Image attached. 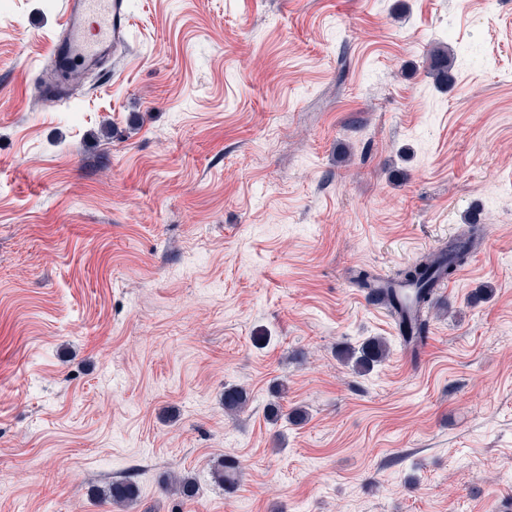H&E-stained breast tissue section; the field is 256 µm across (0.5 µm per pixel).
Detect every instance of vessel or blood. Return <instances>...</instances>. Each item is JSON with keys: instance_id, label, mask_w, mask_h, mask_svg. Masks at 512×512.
<instances>
[{"instance_id": "1", "label": "vessel or blood", "mask_w": 512, "mask_h": 512, "mask_svg": "<svg viewBox=\"0 0 512 512\" xmlns=\"http://www.w3.org/2000/svg\"><path fill=\"white\" fill-rule=\"evenodd\" d=\"M129 34V0H64L58 35L37 70L41 94L54 101L66 99L74 74L117 58Z\"/></svg>"}]
</instances>
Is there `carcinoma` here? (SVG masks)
Here are the masks:
<instances>
[{
    "label": "carcinoma",
    "instance_id": "cac0c4a2",
    "mask_svg": "<svg viewBox=\"0 0 512 512\" xmlns=\"http://www.w3.org/2000/svg\"><path fill=\"white\" fill-rule=\"evenodd\" d=\"M454 67L453 57L445 46L433 47L427 58L426 73L434 85L440 88L448 87L449 76ZM469 228L466 232L448 240V243L439 249L438 253L430 258H421L400 269L394 277V283L385 284L383 279L373 271L361 268L352 278L355 287L373 295L383 297V305L388 310L405 311V305L395 286H409L414 289V305L419 311H428L434 305L435 284L442 277L453 278L456 273L468 263L473 248L484 234V227L475 219L468 218ZM398 330L406 337H413L414 341L422 344L429 331L428 319L414 318L409 323L407 318L397 322ZM389 348L380 338H372L361 344L359 348L344 347L339 351L340 359L352 365L358 374H366L375 365L386 359ZM247 402V393L242 388H228L224 390V410L229 413L240 411ZM240 462L234 457H226L214 471L215 479L224 486V490L231 491L238 481ZM104 494L112 504L124 507L132 504L138 498V487L129 479L113 481Z\"/></svg>",
    "mask_w": 512,
    "mask_h": 512
}]
</instances>
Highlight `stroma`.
Here are the masks:
<instances>
[{
  "label": "stroma",
  "mask_w": 512,
  "mask_h": 512,
  "mask_svg": "<svg viewBox=\"0 0 512 512\" xmlns=\"http://www.w3.org/2000/svg\"><path fill=\"white\" fill-rule=\"evenodd\" d=\"M61 10L0 0V512H512V0H130L124 63L42 103ZM473 213L412 360L350 273ZM453 67V57L448 47L435 46L430 50L427 58L426 73L432 79L434 85L440 88H448V80ZM389 348L381 338H372L361 344L359 348L344 347L339 351L340 359L351 364L357 374H366L375 365L386 359ZM239 473L240 462L234 457H225L215 469L214 477L229 492L237 484ZM104 494L112 504L124 507L132 504L138 498V487L130 479H121L112 481V483L104 490Z\"/></svg>",
  "instance_id": "obj_1"
}]
</instances>
